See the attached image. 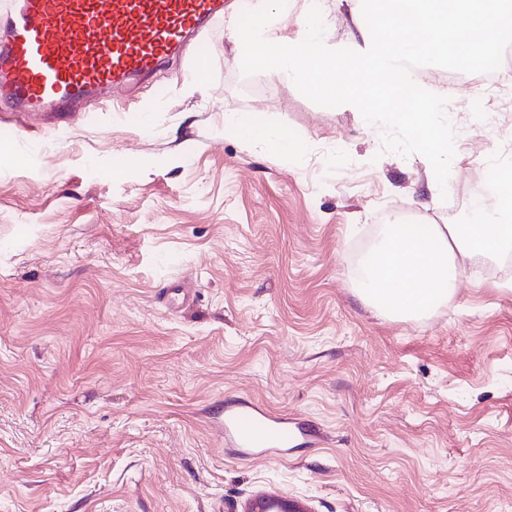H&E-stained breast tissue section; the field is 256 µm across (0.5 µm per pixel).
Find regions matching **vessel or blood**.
<instances>
[{
    "label": "vessel or blood",
    "mask_w": 512,
    "mask_h": 512,
    "mask_svg": "<svg viewBox=\"0 0 512 512\" xmlns=\"http://www.w3.org/2000/svg\"><path fill=\"white\" fill-rule=\"evenodd\" d=\"M224 15V0H19L0 41V107L76 112L88 100L152 71ZM224 443L251 457L287 453L320 429L251 401L229 400Z\"/></svg>",
    "instance_id": "b4317fda"
}]
</instances>
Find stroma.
Returning a JSON list of instances; mask_svg holds the SVG:
<instances>
[{"mask_svg": "<svg viewBox=\"0 0 512 512\" xmlns=\"http://www.w3.org/2000/svg\"><path fill=\"white\" fill-rule=\"evenodd\" d=\"M224 0L189 43L73 113L0 109V512H512V270L476 258L403 320L363 304L362 263L396 209L469 213L512 112L448 88L446 197L428 159L244 74ZM288 129L283 155L230 122ZM190 281L177 308L166 290ZM244 398L328 445L254 458L216 418ZM276 507L280 512H308V510L297 502L279 500L273 502L270 497H258L244 510L246 512H269Z\"/></svg>", "mask_w": 512, "mask_h": 512, "instance_id": "obj_1", "label": "stroma"}]
</instances>
